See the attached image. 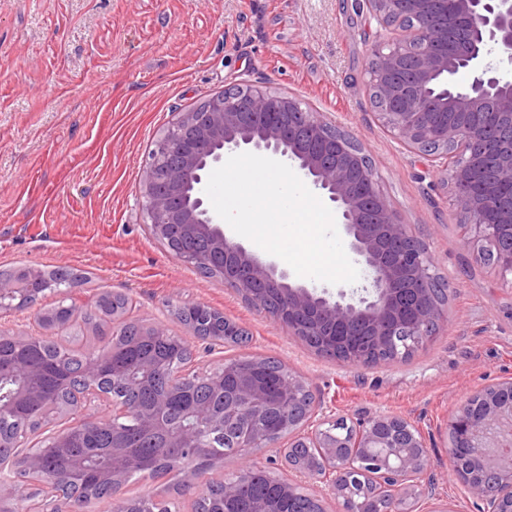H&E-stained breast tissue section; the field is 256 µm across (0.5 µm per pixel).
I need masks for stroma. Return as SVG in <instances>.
Instances as JSON below:
<instances>
[{
    "mask_svg": "<svg viewBox=\"0 0 512 512\" xmlns=\"http://www.w3.org/2000/svg\"><path fill=\"white\" fill-rule=\"evenodd\" d=\"M400 34L382 28L362 0H0V269L74 270L80 306L106 292L126 295L128 319L187 340L188 371L244 353L273 358L307 376L348 420L384 411L414 421L438 499L476 512L448 474L445 428L468 396L512 378V290L462 248L467 230L441 163L405 149L377 121L367 51ZM233 83L295 96L365 147L382 193L448 283L437 333L410 360L354 367L318 355L150 235L141 176L152 141L178 113ZM185 305L223 313L248 331V343L196 338L176 315ZM93 414L111 416V403L84 399L22 446ZM253 466L289 475L259 448L224 460L207 479Z\"/></svg>",
    "mask_w": 512,
    "mask_h": 512,
    "instance_id": "35a3bbf8",
    "label": "stroma"
}]
</instances>
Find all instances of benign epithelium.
<instances>
[{
  "label": "benign epithelium",
  "mask_w": 512,
  "mask_h": 512,
  "mask_svg": "<svg viewBox=\"0 0 512 512\" xmlns=\"http://www.w3.org/2000/svg\"><path fill=\"white\" fill-rule=\"evenodd\" d=\"M383 27L402 23L406 34L378 42L368 52L369 90L380 124L408 148L445 166L456 208L469 228L463 246L492 266L501 286L512 289V0H366ZM452 14L448 35L456 50H440L442 16ZM472 79L462 84L458 75ZM248 150L287 164L308 181L335 210L361 288L326 289L296 283L274 261H263L229 238L224 220L208 206L205 187L224 154ZM147 228L175 259L195 267L224 264V284L263 310L291 336L336 355L345 365H390L411 349L433 340L441 320L435 301L434 260L381 192L365 149L348 133L311 112L291 95L255 84H236L196 108L180 113L156 138L141 180ZM176 240H203L198 254L174 249ZM43 289L0 287V316L35 302ZM210 384L224 394V413L191 404L196 423L166 426L168 401L160 398L140 414V426L158 433L163 446L181 449L184 468L197 480L194 466L211 448L209 433L229 417L245 416L252 425L244 448H273L294 478L284 483L290 495L302 494L315 512L334 500L348 512L350 474L355 463L377 452L376 493L395 504L393 512H419L434 499L424 482L428 448L408 419L377 412L356 426L335 415L317 398L308 377L294 371L270 385L262 359L242 356L208 372ZM40 399L28 384L11 401L0 403V417L18 402ZM448 445L471 449L469 464L451 459L449 474L466 489L479 512H512V378L488 385L452 413ZM139 460L120 444L104 480L118 491ZM24 469L45 490L56 478L40 456ZM265 475L249 468L224 476V505L237 498L242 479ZM0 499H30L28 484L0 480Z\"/></svg>",
  "instance_id": "1"
}]
</instances>
